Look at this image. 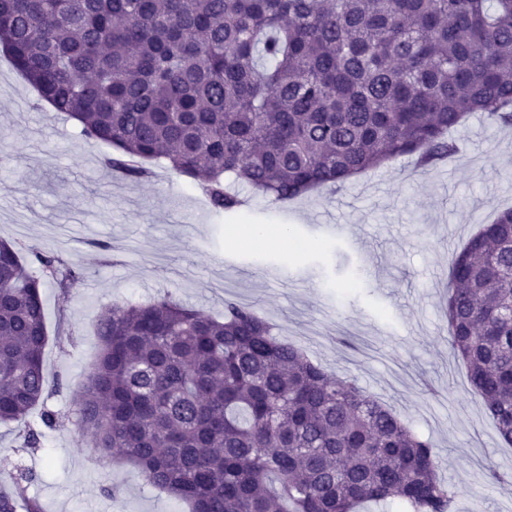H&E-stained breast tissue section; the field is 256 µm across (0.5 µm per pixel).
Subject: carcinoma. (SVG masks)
<instances>
[{
  "instance_id": "cac0c4a2",
  "label": "carcinoma",
  "mask_w": 512,
  "mask_h": 512,
  "mask_svg": "<svg viewBox=\"0 0 512 512\" xmlns=\"http://www.w3.org/2000/svg\"><path fill=\"white\" fill-rule=\"evenodd\" d=\"M0 49L81 135L202 181L216 213L238 187L275 202L341 188L414 155L459 152L472 114L512 126V0H0ZM80 269L0 241V424L46 405L41 298ZM448 346L512 446V209L455 256ZM252 306L224 316L172 292L116 303L98 320L78 390L81 428L103 460L138 468L190 512H357L399 499L455 512L434 445L354 378L279 340ZM0 512H42L25 476H0Z\"/></svg>"
}]
</instances>
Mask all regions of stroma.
Masks as SVG:
<instances>
[{
    "label": "stroma",
    "mask_w": 512,
    "mask_h": 512,
    "mask_svg": "<svg viewBox=\"0 0 512 512\" xmlns=\"http://www.w3.org/2000/svg\"><path fill=\"white\" fill-rule=\"evenodd\" d=\"M0 136L13 157L0 167V239L83 271L69 294L43 292L56 428L35 414L0 424V472L32 475L28 491L43 512H188L137 469L98 458L76 405L98 350V314L170 291L212 315L228 297L253 305L279 339L327 372L356 378L435 444L456 512H512V447L451 354L443 315L455 255L512 206V127L473 116L454 133L460 153L435 170L402 157L338 191L285 204L254 197L236 216L214 213L190 179L163 166L148 181L118 176L104 163L110 147L83 141L3 57ZM253 224L288 226L310 248L229 241V230ZM28 425L42 433L37 447L23 444ZM491 468L506 481L489 482Z\"/></svg>",
    "instance_id": "1"
}]
</instances>
